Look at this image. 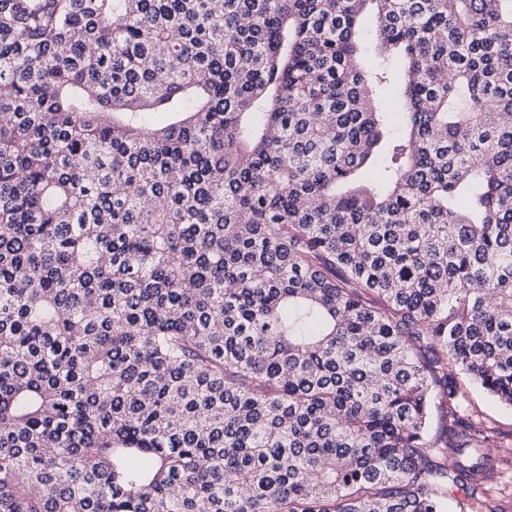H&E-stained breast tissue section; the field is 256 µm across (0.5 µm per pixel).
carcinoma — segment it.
Returning a JSON list of instances; mask_svg holds the SVG:
<instances>
[{"label":"carcinoma","mask_w":512,"mask_h":512,"mask_svg":"<svg viewBox=\"0 0 512 512\" xmlns=\"http://www.w3.org/2000/svg\"><path fill=\"white\" fill-rule=\"evenodd\" d=\"M460 375L512 407V0H0V512H450ZM362 29V47L361 58L362 61L368 65L374 61L378 52V44L372 37L373 19L370 15L363 16L361 20Z\"/></svg>","instance_id":"carcinoma-1"}]
</instances>
